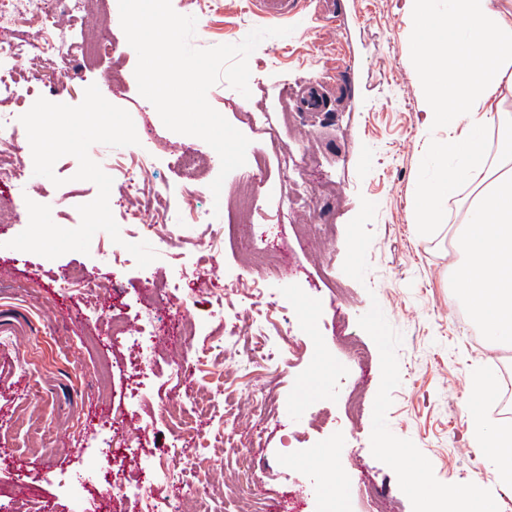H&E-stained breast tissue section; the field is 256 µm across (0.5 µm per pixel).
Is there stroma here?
<instances>
[{"label":"stroma","instance_id":"35a3bbf8","mask_svg":"<svg viewBox=\"0 0 512 512\" xmlns=\"http://www.w3.org/2000/svg\"><path fill=\"white\" fill-rule=\"evenodd\" d=\"M173 9L196 17L201 31L191 44L209 48L236 44L256 28L292 27L285 37L264 39L249 58V96L226 82L207 93L209 104L250 140L248 151L263 156L265 175L252 187L245 218L256 245L277 244L286 266L279 277L249 265L230 243H211L213 226L226 223L215 199L236 189L230 173L220 196L197 195L193 209L211 212L206 224H191L182 241L155 244L157 260L129 265L118 273L119 298L93 304L61 294L51 276L68 267L97 270L111 244L97 232L88 253L55 259L8 248L26 221L0 224V336L14 349L0 352V512H144L141 499L116 495L113 484L146 476L153 454L170 441L174 421L161 419L159 401L178 404L184 389L172 388L168 369L191 354L175 337V307L146 296V279H208L218 268L224 285V313L215 315L208 293H196L188 310L199 328L196 343H208L219 359L203 367L193 385L215 393L193 419L203 444L202 466L223 494L213 512H249L251 497L294 496L302 512H317L327 495V471L340 477L345 512H372L360 489L369 481L383 492L385 512H457L441 487L481 481L497 512H512V490L494 481L491 463L473 442L463 412L477 391L474 374L512 370V348H494L465 331L458 305L449 303L454 233L463 215L447 197L425 198L424 188L440 169L434 143L447 130H432L419 108L411 59L414 25L405 0H300L282 18L268 16L261 0H216L200 14L197 0H172ZM136 52L120 64L107 57L77 61L79 77L60 89L35 88L17 99L26 113L36 98L80 104L90 85L110 103L126 109L139 138L131 147L96 145L91 158L106 173L150 159L151 179L143 194L167 187L180 195L182 176L174 160L193 147L206 181L220 171L215 150L200 138L167 129L143 98L134 70ZM317 85L321 110L301 104V92ZM246 112L261 115L243 124ZM306 154L315 163L301 172L286 157ZM75 157L60 158L49 179L53 221L64 228L80 223L78 205L96 197V186L75 180ZM332 183L328 218L333 233L315 231L299 241L298 220L288 204L294 185ZM432 209L433 227L419 232L422 209ZM279 300L278 319L266 318L268 297ZM255 322L234 343L224 341L243 310ZM121 313L140 334L160 328L173 340L155 346L150 369H139L132 343L106 340L110 318ZM274 345L298 343V354L281 358L275 375V413L254 415L252 363L265 337ZM194 342V343H195ZM111 428L101 426L103 414ZM88 426L90 444L75 452L73 434ZM114 444L112 484H100L94 501L76 496L70 477L102 463L105 444ZM331 451V468L315 463ZM430 491L421 499L417 486Z\"/></svg>","mask_w":512,"mask_h":512}]
</instances>
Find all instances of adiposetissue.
Returning a JSON list of instances; mask_svg holds the SVG:
<instances>
[{"label": "adipose tissue", "mask_w": 512, "mask_h": 512, "mask_svg": "<svg viewBox=\"0 0 512 512\" xmlns=\"http://www.w3.org/2000/svg\"><path fill=\"white\" fill-rule=\"evenodd\" d=\"M415 22L413 41L418 97L431 123L448 130L436 156L446 179L429 195L472 198L458 229L456 297L465 299L474 320L492 341L512 343V0H448L434 14L430 0H406ZM497 127L496 150L485 130ZM495 380H479L477 402L464 421L491 458L496 479L512 488V421L484 424L482 402Z\"/></svg>", "instance_id": "1"}]
</instances>
